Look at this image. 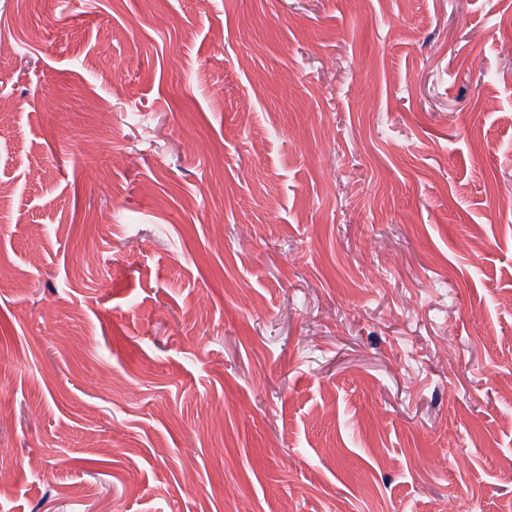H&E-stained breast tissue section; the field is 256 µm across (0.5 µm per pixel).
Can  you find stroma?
Wrapping results in <instances>:
<instances>
[{
    "mask_svg": "<svg viewBox=\"0 0 512 512\" xmlns=\"http://www.w3.org/2000/svg\"><path fill=\"white\" fill-rule=\"evenodd\" d=\"M0 43V512L512 502V0H0Z\"/></svg>",
    "mask_w": 512,
    "mask_h": 512,
    "instance_id": "obj_1",
    "label": "stroma"
}]
</instances>
